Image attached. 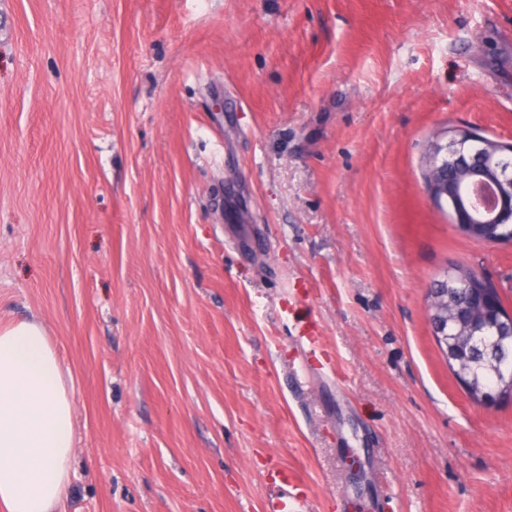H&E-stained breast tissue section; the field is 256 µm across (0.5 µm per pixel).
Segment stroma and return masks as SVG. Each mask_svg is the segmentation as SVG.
<instances>
[{"label": "stroma", "mask_w": 512, "mask_h": 512, "mask_svg": "<svg viewBox=\"0 0 512 512\" xmlns=\"http://www.w3.org/2000/svg\"><path fill=\"white\" fill-rule=\"evenodd\" d=\"M512 144V0H0V324L76 418L66 512H512V398L426 311L463 238L429 140ZM331 368L304 361L299 311ZM466 136L463 134V132H460L458 134H452L447 135L444 138H438L437 141L429 142L425 151V163L427 162V166L429 168V177L431 182L433 183V190H432V198L441 201L446 202L448 205V209L450 213L454 216L452 219V223L455 224H471L474 222H468L467 220H461L459 215V199L454 192H448V182L447 183H440L439 182V169L436 168L434 165V161L436 160V157L440 155H444L446 157V160H448V156L452 157L457 160L459 159L458 153L459 150L453 149L452 145L456 141H461ZM457 156V157H456ZM430 160V161H429ZM456 227V225H455ZM457 228V227H456ZM268 480L271 481V485L282 489L283 493L269 495L265 504V512H298L292 508H289V501L300 502L304 500L306 489L298 481L296 476L286 468H275L268 475ZM288 487H292L289 491Z\"/></svg>", "instance_id": "obj_1"}]
</instances>
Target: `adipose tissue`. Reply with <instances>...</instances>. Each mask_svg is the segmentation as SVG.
<instances>
[{
    "mask_svg": "<svg viewBox=\"0 0 512 512\" xmlns=\"http://www.w3.org/2000/svg\"><path fill=\"white\" fill-rule=\"evenodd\" d=\"M75 409L44 325L0 328V512H58Z\"/></svg>",
    "mask_w": 512,
    "mask_h": 512,
    "instance_id": "1",
    "label": "adipose tissue"
}]
</instances>
